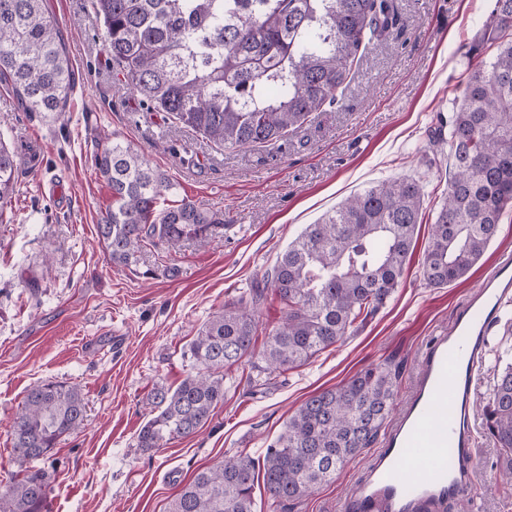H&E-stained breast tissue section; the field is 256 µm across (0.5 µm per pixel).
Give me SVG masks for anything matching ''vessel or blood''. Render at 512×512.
<instances>
[{"label": "vessel or blood", "instance_id": "vessel-or-blood-1", "mask_svg": "<svg viewBox=\"0 0 512 512\" xmlns=\"http://www.w3.org/2000/svg\"><path fill=\"white\" fill-rule=\"evenodd\" d=\"M512 301V254L494 262L450 328L430 338L415 391L355 482L344 512H435L473 485L471 428L475 376L492 325ZM459 466L449 469V455Z\"/></svg>", "mask_w": 512, "mask_h": 512}]
</instances>
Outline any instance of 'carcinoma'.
<instances>
[{
    "label": "carcinoma",
    "mask_w": 512,
    "mask_h": 512,
    "mask_svg": "<svg viewBox=\"0 0 512 512\" xmlns=\"http://www.w3.org/2000/svg\"><path fill=\"white\" fill-rule=\"evenodd\" d=\"M102 17L112 62L142 104L225 148L271 145L336 100L360 50L399 26L392 0H91ZM495 51L460 78L448 120L454 169L434 214L421 264L441 288L466 276L512 210V0H494L481 31ZM34 112L65 113L73 88L70 57L45 0H0V80ZM112 203L97 224L112 263L130 267L148 245L207 246L224 217L189 199L170 200L171 183L142 152L112 136L92 156ZM18 153L0 141V207L15 189ZM424 192L403 177L373 185L308 225L277 257L263 287L247 288L198 330L192 367L175 390L155 388L156 413L138 445L162 448L195 434L224 401V376L247 367L254 387L301 367L373 317L396 292ZM274 295L277 325L258 342L255 310ZM399 366L368 367L347 383L315 392L280 436L255 456L242 450L197 471L167 512H257L263 482L268 512L299 502L334 478L381 431ZM77 385L28 389L10 432L19 478L0 490V512H48L51 474L26 464L49 458L58 440L82 427ZM487 433L503 450L512 481V364L497 376L484 410Z\"/></svg>",
    "instance_id": "1"
}]
</instances>
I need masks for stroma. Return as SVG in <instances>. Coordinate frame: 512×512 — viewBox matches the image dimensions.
<instances>
[{
	"mask_svg": "<svg viewBox=\"0 0 512 512\" xmlns=\"http://www.w3.org/2000/svg\"><path fill=\"white\" fill-rule=\"evenodd\" d=\"M394 5L398 32L367 44L336 103L275 145L225 149L140 105L113 67L90 0H47L75 74L65 116L25 110L0 82V140L26 151L16 191L0 208V488L17 471L10 423L43 380L78 385L86 402L83 426L40 462L52 474L48 512H167L197 469L244 448L261 453L310 394L388 360L400 367L394 406L402 408L429 338L448 326L498 253L512 251V213L464 279L425 285L432 213L452 174L447 154L433 152L431 133L452 113L459 76L484 53L477 35L494 3ZM116 134L168 176L170 198L223 213V235L204 248L185 241L173 251L148 249L130 268L110 263L97 224L111 194L91 156ZM401 177L422 185L425 216L387 304L283 381L227 391L193 436L140 448L150 394L186 377L198 328L260 281L307 225L345 198ZM511 363L512 311L491 331L486 366L473 382L478 512H512V487L481 415L497 373ZM372 454L365 449L292 512H341Z\"/></svg>",
	"mask_w": 512,
	"mask_h": 512,
	"instance_id": "35a3bbf8",
	"label": "stroma"
}]
</instances>
